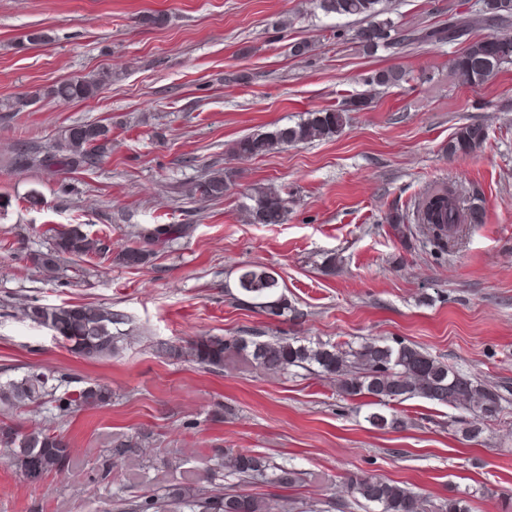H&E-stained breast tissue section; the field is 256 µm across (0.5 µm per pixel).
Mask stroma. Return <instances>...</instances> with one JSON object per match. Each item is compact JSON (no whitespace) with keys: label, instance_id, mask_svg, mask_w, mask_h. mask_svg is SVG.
I'll return each instance as SVG.
<instances>
[{"label":"stroma","instance_id":"obj_1","mask_svg":"<svg viewBox=\"0 0 512 512\" xmlns=\"http://www.w3.org/2000/svg\"><path fill=\"white\" fill-rule=\"evenodd\" d=\"M479 0H394L396 34L446 24ZM161 16L158 24L148 15ZM352 19L316 0H0V382L45 373L59 393L99 383L109 404L14 410L0 421L53 427L70 444L61 471L23 480L0 447V512H120L167 485L223 488L224 451H250L306 472L302 486L254 485L275 502L353 503L346 475L372 474L434 502L466 498L470 512H512V64L483 84L450 70L459 44L426 42L367 52ZM45 32L50 43L31 42ZM310 49L296 56L293 44ZM382 70L403 81L373 84ZM97 97L51 96L62 80L98 72ZM348 109L334 137L240 157V138ZM112 127L109 154L63 173L20 168L17 148L47 149L87 122ZM482 126L480 149L449 154L458 127ZM228 170L218 201H190L192 182ZM458 189L481 221L441 252L418 232L399 238L386 218L412 215L420 194ZM288 200L281 224L249 223L248 190ZM43 203L30 207V191ZM107 235L109 255L63 262L30 255L51 228ZM158 224L185 238L152 244L140 269L110 255ZM279 276L298 317L268 318L228 295L240 267ZM94 303L129 318L127 343L107 358L72 354L24 315L30 305ZM261 333L321 341L397 338L501 389L508 404L478 440H462L458 411L423 398L397 404L404 424L377 430L362 397L298 369L272 376L237 363L221 370L161 354L193 337ZM147 433L115 460L112 439Z\"/></svg>","mask_w":512,"mask_h":512}]
</instances>
